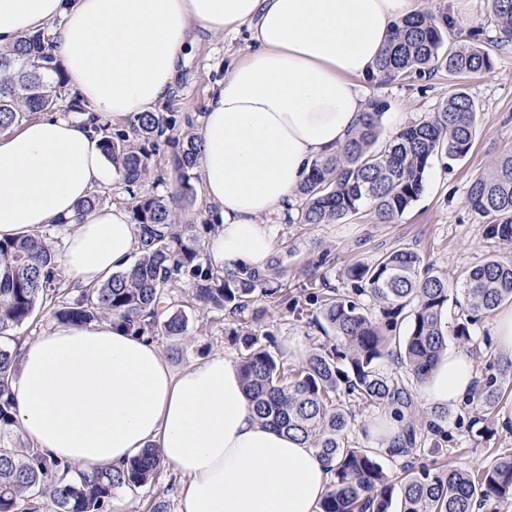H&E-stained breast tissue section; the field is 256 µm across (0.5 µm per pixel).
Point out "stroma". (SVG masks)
Listing matches in <instances>:
<instances>
[{"mask_svg": "<svg viewBox=\"0 0 512 512\" xmlns=\"http://www.w3.org/2000/svg\"><path fill=\"white\" fill-rule=\"evenodd\" d=\"M416 7L421 13L435 14L445 9L456 12L457 21L449 23L445 32L446 45L466 43L476 37L494 59L491 70L472 75L465 82L481 111L474 144L461 160H434L427 171L422 195L393 223H376L367 205L358 215L335 224L289 225L282 217H272L273 253L285 270L280 283L292 296H301L311 279L319 276L329 287L346 292L350 288L344 276L348 266L377 259L396 247L417 252L425 263L447 274L453 284L462 283L464 273L488 255L512 257V239L487 235L482 218L466 202L471 182L485 174L495 159L512 155V46L504 48L496 42L498 32L491 0H416ZM249 45V32L244 28L223 37L200 36L180 72L174 93L160 104V111L191 117L194 125H201L206 103L216 82L223 79L225 66L246 52ZM453 90V81L441 71L425 84L412 79L370 81L365 94L367 99L386 103L382 123L391 129L400 127L402 120L428 116ZM173 152V147L165 144L151 157L150 171L142 183L145 193L167 197L177 191ZM191 184L197 195L194 200L178 203L173 211L174 221L193 225L195 234L203 240L208 237L207 226L213 221L212 208L199 193V171H192ZM258 306L262 315L249 319V328L260 336L273 333L278 351L290 362H298L322 343L321 333L310 323L316 307H307L298 314L267 300L259 301ZM188 317L186 336L155 338L173 368L216 351L238 358L239 348L231 341L233 332L240 328L238 322L227 320L216 311H192ZM493 323L490 316L475 323L466 344L481 377L496 372L502 356ZM449 412L453 417L448 424L449 461L478 470L498 456L512 454V394L504 397L484 432L457 425V416L467 415L468 405L457 404ZM153 496L162 497L169 512H176L177 481L170 468L157 474L150 491L120 492L114 497L110 512H146Z\"/></svg>", "mask_w": 512, "mask_h": 512, "instance_id": "stroma-1", "label": "stroma"}]
</instances>
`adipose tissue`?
<instances>
[{"label":"adipose tissue","instance_id":"obj_1","mask_svg":"<svg viewBox=\"0 0 512 512\" xmlns=\"http://www.w3.org/2000/svg\"><path fill=\"white\" fill-rule=\"evenodd\" d=\"M413 13V0H0V45L53 25L70 93L124 121L168 99L196 31L247 27L251 47L207 102L197 167L219 226L209 262L262 269L274 246L266 217L295 202L312 161L357 127L363 83ZM116 177L86 116L0 132V238L64 221L73 283L130 270L138 240L127 206L76 209ZM13 369L16 427L31 448L83 470L158 449L181 480L178 512H317L329 488L313 449L258 422L223 353L176 370L153 340L111 322L58 323L21 345ZM476 377L468 352L445 353L424 382L426 405L465 401Z\"/></svg>","mask_w":512,"mask_h":512}]
</instances>
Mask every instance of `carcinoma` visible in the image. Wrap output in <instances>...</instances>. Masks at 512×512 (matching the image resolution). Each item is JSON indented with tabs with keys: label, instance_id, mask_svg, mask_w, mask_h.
Instances as JSON below:
<instances>
[{
	"label": "carcinoma",
	"instance_id": "obj_1",
	"mask_svg": "<svg viewBox=\"0 0 512 512\" xmlns=\"http://www.w3.org/2000/svg\"><path fill=\"white\" fill-rule=\"evenodd\" d=\"M498 42L512 43V0H492ZM448 13H420L401 20L392 42L376 67L384 82L414 76L429 79L438 71L461 81L489 71L493 58L475 44L445 46ZM81 113L84 106L69 95L59 64L50 52V36L38 31L11 47L0 48V131L36 112L59 106ZM386 104L369 102L357 130L329 157L313 161L298 189L301 200L289 224H334L370 203L381 223H390L421 196L426 170L436 158L450 161L470 151L477 129L478 107L462 88L443 100L430 116L410 122L383 137ZM103 149L119 173L131 200V223L138 232L140 253L129 273L113 274L101 287L71 300L61 287L59 254L49 234L38 232L0 239V430L14 425L11 369L17 348L12 332L35 319L37 309L51 306L60 322L87 325L112 323L138 336L154 338L161 331L181 336L187 330L184 312L163 318L172 304V288L186 282L190 305L199 312H222L235 320L252 312L256 302L281 295L291 311L316 305L311 325L321 330V343L301 362L290 365L276 351L272 333L258 337L247 329L236 335L238 368L248 400L264 424L297 437L332 465L330 489L319 512H479L491 501H512V454L477 471L443 464L416 465L418 445L430 441L428 452L443 454L448 441V410L435 408L422 424L413 418V397L405 382L381 370L393 347L413 378L422 383L447 350L448 337L469 341L470 325L481 314L512 305V259L491 257L470 269L460 288L468 315L452 329L442 321L455 288L447 275L420 270L417 253L396 248L381 258L349 266L345 294L322 285L310 288L304 300L273 287L280 277L279 261L256 271L248 266L216 269L202 254L198 236L177 229L173 204L141 192L149 160L161 143L176 140L179 125L173 112H143L128 125L95 117ZM201 141L186 135L175 166L182 189L189 193L190 171L196 166ZM470 208L486 219V233L512 236V157L495 163L487 176L475 179L466 194ZM380 304L374 317L365 303ZM408 321L407 334L391 332ZM512 380V360L474 388L477 407L471 424L486 423L503 397L504 380ZM342 396L377 408L397 420V444L384 450L362 448L350 441L355 417L338 399ZM396 466L390 470L383 463ZM164 461L154 448L134 456L126 467L74 471L49 461L30 448H0V512H107L122 490L152 483Z\"/></svg>",
	"mask_w": 512,
	"mask_h": 512
}]
</instances>
